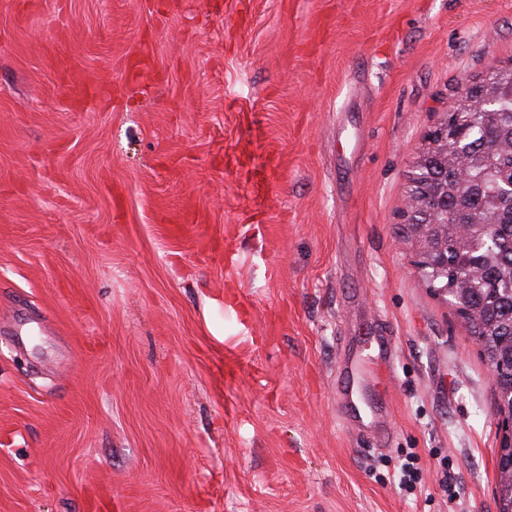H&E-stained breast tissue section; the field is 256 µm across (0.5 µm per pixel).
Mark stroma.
I'll return each mask as SVG.
<instances>
[{"label": "stroma", "mask_w": 512, "mask_h": 512, "mask_svg": "<svg viewBox=\"0 0 512 512\" xmlns=\"http://www.w3.org/2000/svg\"><path fill=\"white\" fill-rule=\"evenodd\" d=\"M510 64L512 0H0V512H494L493 381L403 224ZM370 323L383 437L336 394ZM464 93L468 97V104L479 110H486L487 107L493 105L496 98L495 90L489 80L479 81L478 83H469ZM257 153L252 158L254 170L260 173V178L251 185L254 199L259 201L264 197L272 182H274L280 164L275 152L262 143H257Z\"/></svg>", "instance_id": "stroma-1"}]
</instances>
